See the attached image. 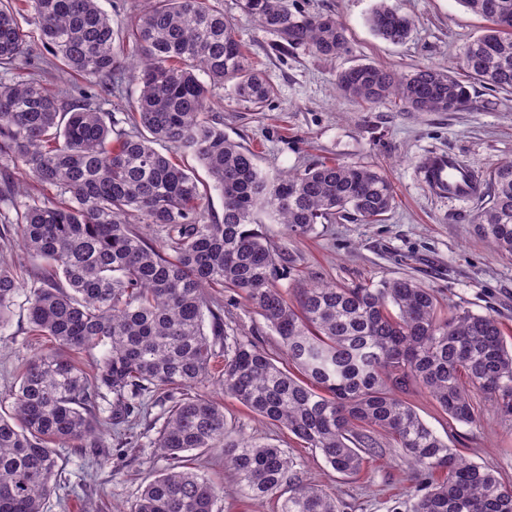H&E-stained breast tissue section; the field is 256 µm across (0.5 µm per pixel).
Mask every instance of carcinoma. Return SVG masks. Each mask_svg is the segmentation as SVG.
I'll use <instances>...</instances> for the list:
<instances>
[{"label": "carcinoma", "instance_id": "obj_1", "mask_svg": "<svg viewBox=\"0 0 512 512\" xmlns=\"http://www.w3.org/2000/svg\"><path fill=\"white\" fill-rule=\"evenodd\" d=\"M460 3L490 26L462 48L459 67L491 91L512 93V0ZM243 7L280 36L281 54L348 49L332 14L293 12L284 0ZM22 18L61 69L79 77L77 101L33 76L7 78L36 66ZM368 22L392 44L413 27L388 0H378ZM114 41L98 0H0V241L20 251L11 260L0 253V330L23 293L30 331L50 342L18 387L0 394V409L8 408L0 414V512H44L53 495L66 507L57 449L83 455L102 447L99 436L141 412L147 396L163 407L149 427L169 465L124 512H213L223 489L187 465V454L211 448L224 449V467L259 503L344 512L334 493L303 480L301 461L284 449L229 439L224 408L196 392L205 385L287 430L343 475L360 471L376 435L392 437L414 483L391 512H512V484L461 457L403 398L419 386L457 423L478 421L479 399L512 420V343L502 324L468 310L440 317L435 291L411 278L321 283L290 302L278 286L287 254L255 228L260 213L287 238L347 219L380 224L395 203L388 178L371 166L321 162L270 179L249 148L227 137L212 114L216 90L232 82L255 111L275 90L210 0H148L135 17L128 42L141 92L128 129L100 103L116 78ZM336 88L363 104L395 99L409 112L470 102L466 83L434 66L398 75L357 64L336 76ZM169 149L206 169L224 198L222 216ZM19 167L53 195L25 192ZM469 196L489 199L473 217L474 233L512 256V160L474 177ZM136 221L163 236L147 238ZM23 255L41 263L29 268ZM210 288L236 294L263 319L284 365L257 343L228 336ZM99 346L104 354L88 371L70 356Z\"/></svg>", "mask_w": 512, "mask_h": 512}]
</instances>
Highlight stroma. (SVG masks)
Segmentation results:
<instances>
[{"instance_id": "35a3bbf8", "label": "stroma", "mask_w": 512, "mask_h": 512, "mask_svg": "<svg viewBox=\"0 0 512 512\" xmlns=\"http://www.w3.org/2000/svg\"><path fill=\"white\" fill-rule=\"evenodd\" d=\"M286 2L292 9L335 14L346 29L349 50L333 58L314 56L304 48L279 54L280 37L247 14L242 0H215L254 68L275 88L272 103L261 112L238 101L231 90L218 91L214 110L224 120L225 133L253 150L260 169L272 176L320 161L377 166L394 186L395 205L380 224H319L311 234L291 239L284 237L282 225L263 220L267 237L288 251V273L281 288L292 296L315 282L356 286L410 277L436 291L442 315L465 308L494 316L512 332V256L493 252L474 234L478 199L436 197L418 175L419 160L435 149L456 155L478 175L512 158V95L472 82L471 103L460 111L407 112L390 102L363 106L336 89L337 74L359 63L403 73L424 65L454 68L458 49L483 32L484 20L460 0H390L415 22L410 38L394 45L377 37L368 24L376 0ZM100 5L117 36L120 70L125 74L117 97L105 109L121 119L140 95L138 82L128 75L126 33L146 2L100 0ZM212 295L224 304L229 334L278 353L276 334L241 299L219 288ZM44 343L43 337L30 334L26 304L17 300L7 326L0 330V393L17 385L24 365ZM406 399L462 457L512 482V421L502 419L489 402L481 404L479 424L466 425L449 421L422 388H411ZM224 417L235 437L264 439L303 460V479L335 490L346 512H390L407 497L413 472L388 436L378 438L382 455L366 458L359 474L347 476L336 473L285 429L258 419L233 399H225ZM137 430V447L122 456L115 440L103 436L104 452L97 465L60 449L70 485L87 481L94 494L88 501L70 497L65 511L49 501L45 512H85L89 502L101 512L129 507L167 466L151 444L155 432L147 420H139ZM201 469L224 486V497L216 501L213 512H276L274 501L256 505L237 476L225 469L223 449H210Z\"/></svg>"}]
</instances>
